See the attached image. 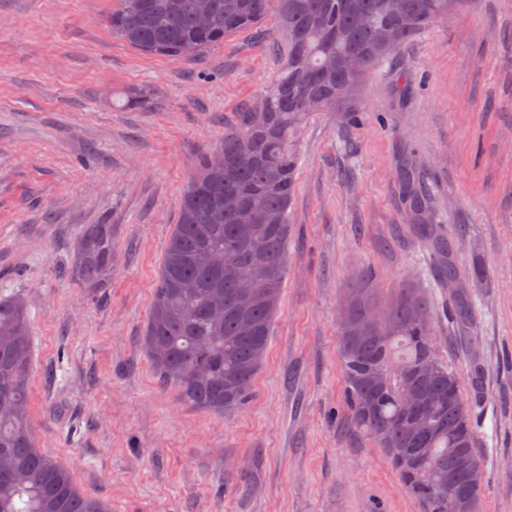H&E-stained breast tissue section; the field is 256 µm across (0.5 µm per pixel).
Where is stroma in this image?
<instances>
[{"label": "stroma", "mask_w": 512, "mask_h": 512, "mask_svg": "<svg viewBox=\"0 0 512 512\" xmlns=\"http://www.w3.org/2000/svg\"><path fill=\"white\" fill-rule=\"evenodd\" d=\"M112 0H0V277L24 295L39 446L110 512H418L384 451L350 428L338 316L364 270L381 299L429 277L404 217L412 158L474 290L478 341L432 291L438 355L474 404L485 512H512V0L464 9L403 46L356 114L314 113L297 139L288 276L246 406L228 416L160 387L143 335L201 152L254 107L285 47L249 32L197 57L112 33ZM150 92L149 107L127 103ZM112 227L106 288L70 259Z\"/></svg>", "instance_id": "stroma-1"}]
</instances>
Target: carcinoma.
Returning <instances> with one entry per match:
<instances>
[{"label":"carcinoma","mask_w":512,"mask_h":512,"mask_svg":"<svg viewBox=\"0 0 512 512\" xmlns=\"http://www.w3.org/2000/svg\"><path fill=\"white\" fill-rule=\"evenodd\" d=\"M112 32L152 54L196 57L250 31L288 40L284 67L261 102L237 114L224 140L203 153L187 186L160 268L145 353L158 381L193 408L240 409L268 346L287 276L296 137L313 112L355 111L363 84L407 42L448 19L465 0H114ZM277 29L263 24L270 15ZM224 156L213 165L211 154ZM404 213L431 248L434 281L452 291L458 332L477 340V311L413 162L399 172ZM253 210L241 224L238 213ZM112 225L89 224L71 260L88 288L112 274ZM373 275L347 288L339 317L350 426L382 448L419 512H455L471 488L458 459L480 465L475 424L457 374L432 357L431 295L399 288L379 307ZM32 361L29 314L19 291L0 282V512H108L82 494L69 470L36 448L28 420ZM416 393V404L403 399Z\"/></svg>","instance_id":"1"}]
</instances>
